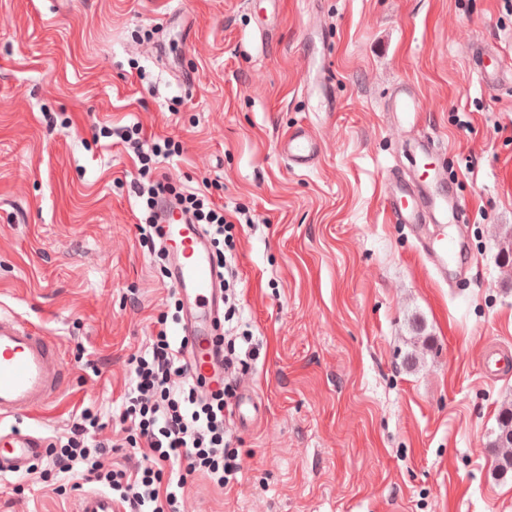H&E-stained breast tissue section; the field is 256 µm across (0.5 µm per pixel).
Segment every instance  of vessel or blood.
Instances as JSON below:
<instances>
[{
  "label": "vessel or blood",
  "mask_w": 512,
  "mask_h": 512,
  "mask_svg": "<svg viewBox=\"0 0 512 512\" xmlns=\"http://www.w3.org/2000/svg\"><path fill=\"white\" fill-rule=\"evenodd\" d=\"M391 110L399 123H417L422 102L410 86L396 90ZM281 154L292 166L310 167L317 158L318 148L313 136L301 128L289 133L280 145ZM418 157L427 179L433 180L438 171L432 165L435 154L432 138L415 141L410 149ZM391 220L404 224L417 234V240L434 273L447 278L457 265L462 252L460 239L449 237L447 227L466 220L468 205L465 200L444 193L420 197L403 191L398 198L387 201ZM164 226V243L177 258L172 272L174 285L191 293L199 311H206L213 293L217 273L214 262L204 245L199 225L188 223L176 209L160 212ZM195 354L192 358V378H210L212 338L191 332ZM58 356L56 344L39 329L24 324L12 315L0 311V421L46 407L65 384L63 370H51L50 364ZM487 373L500 376L512 372V353L500 348H488L484 358ZM7 455L0 457V474L20 472L34 457L41 455L43 438L20 432L6 434ZM119 507L109 495L88 491L81 495L77 512H118Z\"/></svg>",
  "instance_id": "vessel-or-blood-1"
}]
</instances>
